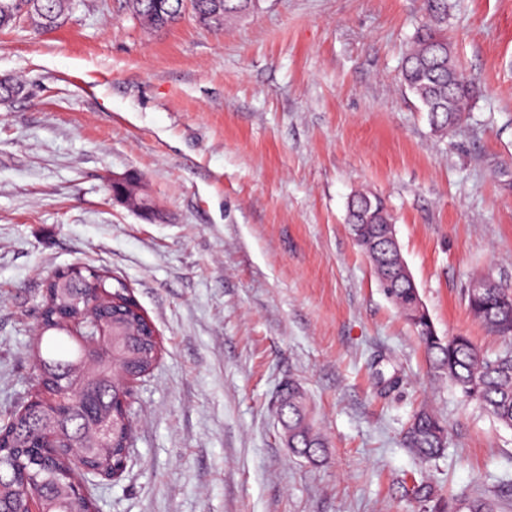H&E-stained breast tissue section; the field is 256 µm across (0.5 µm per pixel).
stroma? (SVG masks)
I'll list each match as a JSON object with an SVG mask.
<instances>
[{"label": "stroma", "mask_w": 512, "mask_h": 512, "mask_svg": "<svg viewBox=\"0 0 512 512\" xmlns=\"http://www.w3.org/2000/svg\"><path fill=\"white\" fill-rule=\"evenodd\" d=\"M448 5L482 93L446 136L399 80L423 0H259L218 32L188 14L153 34L125 0H77L57 29L0 34V80L23 88L0 102V418L37 383L55 272L120 280L161 342L97 512H423L419 476L512 512V429L432 371L347 224L355 191L383 197L438 335L512 347L463 297L512 287V0ZM130 172L152 218L112 200ZM289 379L321 463L274 414ZM422 403L451 431L424 471L400 443Z\"/></svg>", "instance_id": "35a3bbf8"}]
</instances>
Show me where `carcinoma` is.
<instances>
[{
	"label": "carcinoma",
	"instance_id": "cac0c4a2",
	"mask_svg": "<svg viewBox=\"0 0 512 512\" xmlns=\"http://www.w3.org/2000/svg\"><path fill=\"white\" fill-rule=\"evenodd\" d=\"M256 0H127L129 12L150 31L177 23L186 11L210 30H222L240 13H250ZM73 0H0V31L25 22L34 30H51L70 15ZM426 21L419 27L404 56L401 82L427 112L432 129L446 134L467 122L480 93L479 86L459 70L456 55L443 31L448 26V0H423ZM348 224L359 249L369 259L385 295L414 329L433 371L448 377L461 398L477 404L498 424L512 428V349L494 357L484 354L465 335L439 336L422 304L418 288L403 267L401 251L388 243L393 217L378 195L357 192L348 202ZM61 275L70 283L62 291L46 284L44 324L33 348L39 379L67 397L70 408H57L31 395L21 410L0 425V487L9 512H92L95 500L74 481L66 460L46 455L44 430L54 425L66 444L80 448L86 429H109L103 447L88 454L97 473L125 470L131 455L130 409L119 398L127 388L115 380V371L147 375L157 363L155 343L144 331L142 316L104 302L95 307L84 298L91 288L104 286L112 294L109 277L88 268H69ZM470 314L488 332L512 338V288L495 283L479 300L467 299ZM121 333V342L104 350L101 360L87 368L94 381L93 397H72L78 385L76 368L86 344L93 340V321ZM277 415L294 455L320 462L326 441L310 416L303 393L290 380L279 391ZM448 425L427 406L408 419L402 441L424 465L448 447ZM412 498L428 512H498L495 500L483 496L445 498L418 482Z\"/></svg>",
	"mask_w": 512,
	"mask_h": 512
}]
</instances>
